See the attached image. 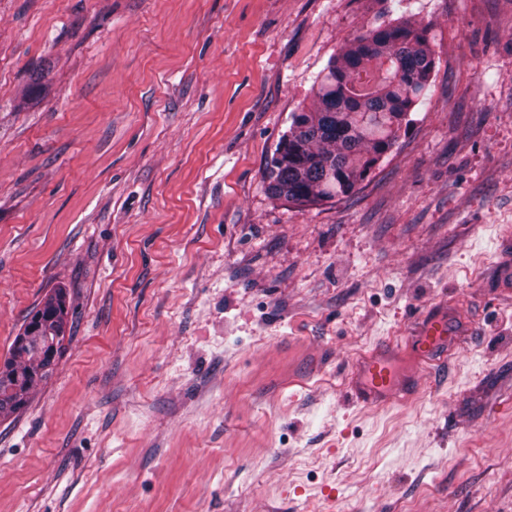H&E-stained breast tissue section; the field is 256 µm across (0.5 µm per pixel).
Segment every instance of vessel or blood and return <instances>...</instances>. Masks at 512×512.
<instances>
[{"label": "vessel or blood", "instance_id": "obj_1", "mask_svg": "<svg viewBox=\"0 0 512 512\" xmlns=\"http://www.w3.org/2000/svg\"><path fill=\"white\" fill-rule=\"evenodd\" d=\"M459 335V328L447 314L436 313L419 323L407 345L389 344L363 354L353 367L349 383L351 399L365 406L409 399L418 378L397 373L396 363L403 351H411L417 364L427 369L448 357Z\"/></svg>", "mask_w": 512, "mask_h": 512}]
</instances>
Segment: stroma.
Returning <instances> with one entry per match:
<instances>
[{
  "mask_svg": "<svg viewBox=\"0 0 512 512\" xmlns=\"http://www.w3.org/2000/svg\"><path fill=\"white\" fill-rule=\"evenodd\" d=\"M426 26L432 97L350 196L262 169L344 44ZM0 512H512V0H0ZM462 328L411 400L365 351ZM65 315L62 296H51L30 315L16 336L0 373V415L21 409L34 384L53 372L64 337ZM403 351L401 344L389 343L384 348L363 354L353 367L349 383L351 399L363 406L409 399L418 377L396 372V363Z\"/></svg>",
  "mask_w": 512,
  "mask_h": 512,
  "instance_id": "stroma-1",
  "label": "stroma"
}]
</instances>
